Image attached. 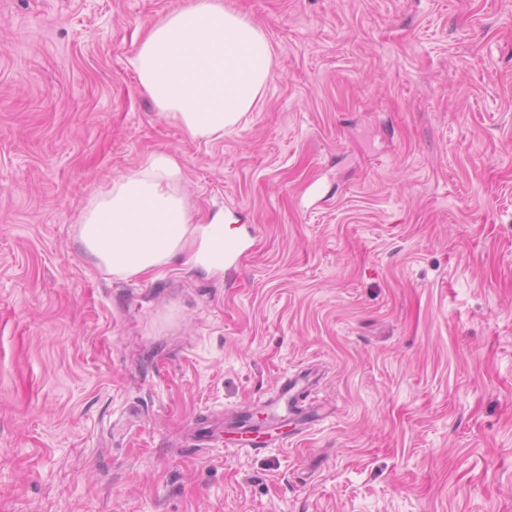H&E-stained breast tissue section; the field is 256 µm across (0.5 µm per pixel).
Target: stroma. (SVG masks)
Segmentation results:
<instances>
[{"label":"stroma","instance_id":"35a3bbf8","mask_svg":"<svg viewBox=\"0 0 512 512\" xmlns=\"http://www.w3.org/2000/svg\"><path fill=\"white\" fill-rule=\"evenodd\" d=\"M185 2L0 0V512H512V0H224L273 69L209 144L130 65ZM158 151L232 264L78 251ZM309 366L287 447H195Z\"/></svg>","mask_w":512,"mask_h":512}]
</instances>
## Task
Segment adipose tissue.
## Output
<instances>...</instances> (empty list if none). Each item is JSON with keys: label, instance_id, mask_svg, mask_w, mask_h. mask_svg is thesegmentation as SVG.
I'll return each instance as SVG.
<instances>
[{"label": "adipose tissue", "instance_id": "obj_1", "mask_svg": "<svg viewBox=\"0 0 512 512\" xmlns=\"http://www.w3.org/2000/svg\"><path fill=\"white\" fill-rule=\"evenodd\" d=\"M131 66L165 119L192 140L213 142L235 128L264 94L273 54L263 30L224 0H188L153 25ZM180 159L148 154L94 195L76 227L80 251L119 277L160 276L179 256L219 267L224 223H195L182 191Z\"/></svg>", "mask_w": 512, "mask_h": 512}]
</instances>
